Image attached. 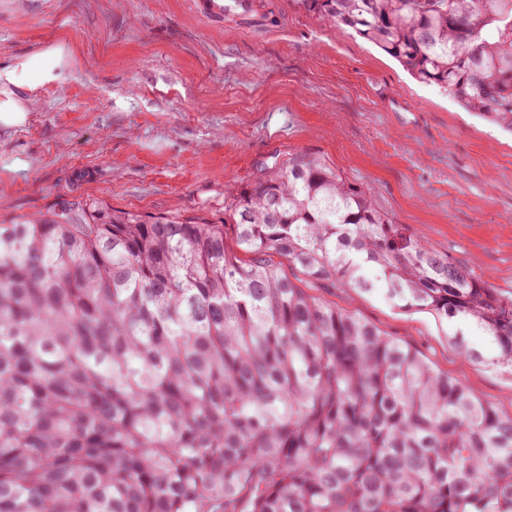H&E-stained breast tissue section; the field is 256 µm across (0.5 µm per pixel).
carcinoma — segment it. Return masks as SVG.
I'll return each instance as SVG.
<instances>
[{
	"label": "carcinoma",
	"mask_w": 512,
	"mask_h": 512,
	"mask_svg": "<svg viewBox=\"0 0 512 512\" xmlns=\"http://www.w3.org/2000/svg\"><path fill=\"white\" fill-rule=\"evenodd\" d=\"M302 3L512 131V0ZM224 215L0 224V512H512V414L324 292L511 370L512 295L309 154Z\"/></svg>",
	"instance_id": "carcinoma-1"
}]
</instances>
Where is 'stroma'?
Instances as JSON below:
<instances>
[{
    "label": "stroma",
    "instance_id": "35a3bbf8",
    "mask_svg": "<svg viewBox=\"0 0 512 512\" xmlns=\"http://www.w3.org/2000/svg\"><path fill=\"white\" fill-rule=\"evenodd\" d=\"M266 19L210 15L199 0H0V67L47 45L63 79L14 90L0 124V224H39L77 203L143 218L224 221V197L257 167L319 157L396 223L512 293V134L415 81L350 31L271 0ZM400 100L408 111H390ZM328 299L408 341L476 396L512 414V372L463 360L464 331L401 311L381 290Z\"/></svg>",
    "mask_w": 512,
    "mask_h": 512
}]
</instances>
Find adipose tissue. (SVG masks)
I'll list each match as a JSON object with an SVG mask.
<instances>
[{"mask_svg":"<svg viewBox=\"0 0 512 512\" xmlns=\"http://www.w3.org/2000/svg\"><path fill=\"white\" fill-rule=\"evenodd\" d=\"M69 58L67 48L57 44L15 66L0 68V123L19 125L25 120L23 105L9 96L12 87L23 83L34 91L46 83L59 81L69 65Z\"/></svg>","mask_w":512,"mask_h":512,"instance_id":"adipose-tissue-1","label":"adipose tissue"}]
</instances>
